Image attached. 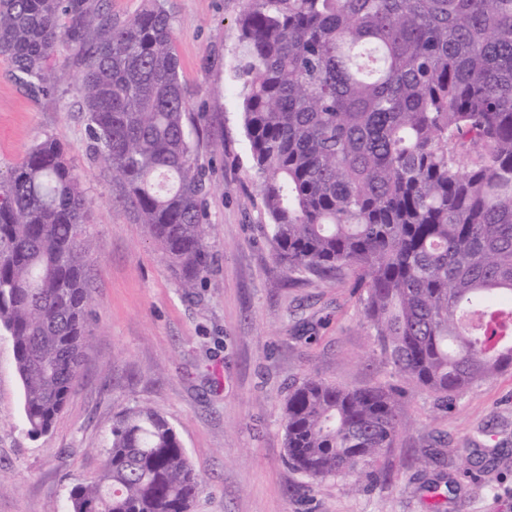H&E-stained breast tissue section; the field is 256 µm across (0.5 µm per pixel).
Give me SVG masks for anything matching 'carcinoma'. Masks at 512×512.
<instances>
[{"instance_id":"obj_1","label":"carcinoma","mask_w":512,"mask_h":512,"mask_svg":"<svg viewBox=\"0 0 512 512\" xmlns=\"http://www.w3.org/2000/svg\"><path fill=\"white\" fill-rule=\"evenodd\" d=\"M239 25L233 91L276 260L355 274L382 354L442 403L511 368L512 0H247ZM61 43L81 50L91 153L197 287L211 263L200 125L164 0L121 25L89 0H0V51L31 92ZM84 228L67 149L46 137L0 180V328L34 437L90 346ZM398 397L305 377L285 403L288 461L312 480L372 466L406 429ZM111 436L68 512H192L200 477L161 412L130 408Z\"/></svg>"}]
</instances>
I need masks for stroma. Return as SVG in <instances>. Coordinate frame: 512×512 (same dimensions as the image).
<instances>
[{"instance_id": "35a3bbf8", "label": "stroma", "mask_w": 512, "mask_h": 512, "mask_svg": "<svg viewBox=\"0 0 512 512\" xmlns=\"http://www.w3.org/2000/svg\"><path fill=\"white\" fill-rule=\"evenodd\" d=\"M165 6L209 185L213 267L190 297L111 168L88 152L78 47L60 46L69 75L37 95L0 51V175L44 138L67 148L86 200L94 296L81 385L40 437L27 433L13 340L0 332V512H67L72 486L98 477L113 421L135 406L176 428L202 479L193 512H512V368L441 405L382 358L354 274L289 280L260 230L268 217L230 91L245 0ZM308 374L399 389L409 428L370 471L315 481L289 465L283 409ZM423 448L439 459L418 461Z\"/></svg>"}]
</instances>
